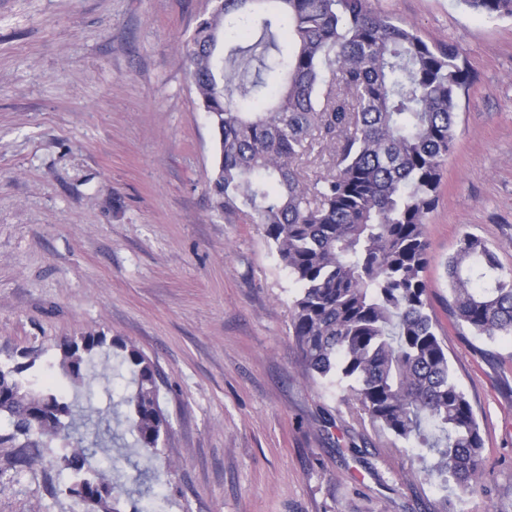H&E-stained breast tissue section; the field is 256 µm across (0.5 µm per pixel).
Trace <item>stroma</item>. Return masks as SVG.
<instances>
[{"label": "stroma", "instance_id": "stroma-1", "mask_svg": "<svg viewBox=\"0 0 512 512\" xmlns=\"http://www.w3.org/2000/svg\"><path fill=\"white\" fill-rule=\"evenodd\" d=\"M453 44L471 70L428 214L430 311L484 438V491L443 490L408 444L312 382L297 293L260 225L225 220L208 181L216 137L183 46L212 0H0V361L102 332L161 374L162 460L114 427L93 466L154 477V512H512V338L448 312L444 263L471 233L512 270V17L459 0H370ZM59 445L0 444V512H80Z\"/></svg>", "mask_w": 512, "mask_h": 512}]
</instances>
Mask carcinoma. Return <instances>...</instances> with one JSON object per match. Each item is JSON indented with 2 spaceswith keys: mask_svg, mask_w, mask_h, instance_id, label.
Returning a JSON list of instances; mask_svg holds the SVG:
<instances>
[{
  "mask_svg": "<svg viewBox=\"0 0 512 512\" xmlns=\"http://www.w3.org/2000/svg\"><path fill=\"white\" fill-rule=\"evenodd\" d=\"M473 11L512 16V0H463ZM277 5V13L261 5ZM234 30L251 44L219 37ZM198 100L217 136L213 208L262 225L298 285L293 336L312 379L345 383L372 422L411 445L425 476L474 493L484 486L480 425L454 380L430 314L425 220L455 141L457 100L470 72L457 48L430 45L412 28L375 12L369 0H217L185 44ZM333 150L331 167L309 181L300 161L314 140ZM448 308L477 336L512 337V273L495 251L466 233L445 265ZM113 353L132 375L126 433L159 459L169 422L160 373L120 338L87 333L56 346L62 382L36 386L37 357L0 363L1 443L61 442L70 496L97 512H123L130 495L112 467L93 468L72 442L76 401L94 358Z\"/></svg>",
  "mask_w": 512,
  "mask_h": 512,
  "instance_id": "cac0c4a2",
  "label": "carcinoma"
}]
</instances>
